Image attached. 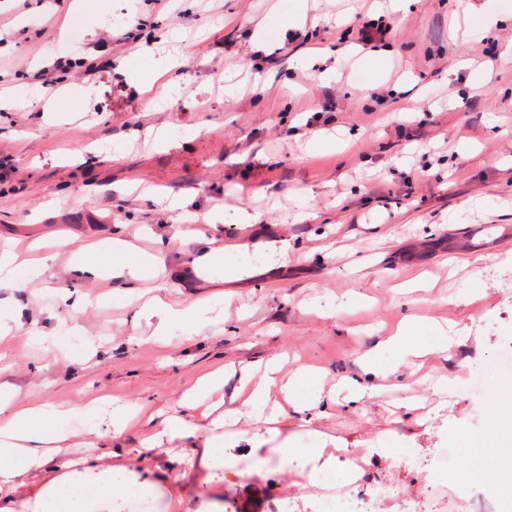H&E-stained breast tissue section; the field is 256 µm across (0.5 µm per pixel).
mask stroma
<instances>
[{"label":"stroma","mask_w":512,"mask_h":512,"mask_svg":"<svg viewBox=\"0 0 512 512\" xmlns=\"http://www.w3.org/2000/svg\"><path fill=\"white\" fill-rule=\"evenodd\" d=\"M306 13L305 22L287 23ZM387 33L359 40L360 16ZM131 29L132 41L110 37ZM512 0H0V252L31 242L127 240L164 253L173 309L192 318L155 334L143 304L149 271L116 280L111 295L73 270L70 249L50 266L19 270L0 288V388L26 405L65 403L53 424L63 458L129 450L134 484L152 487L156 512H311L313 448H367L375 480L423 501L427 470L401 465L450 449L463 469L475 449L512 448V381L490 361L512 327V238L468 250L473 224L512 225ZM178 43L183 78L151 108L140 92L152 60ZM98 48L104 68L35 72L48 60ZM224 218L210 223L215 211ZM288 240V264L270 241ZM231 243L224 278L196 259ZM250 277L240 279V268ZM430 292L401 293L418 273ZM414 341L439 345L428 323L468 325L481 351L450 349L422 367L397 365L395 388L372 400L286 411L277 434L240 425L195 437H158L137 418L168 416L216 366L285 355L315 367L296 388L331 390L405 318ZM488 384L467 389L473 372ZM133 417L113 435L110 408ZM448 398L445 418L430 409ZM181 410V409H178ZM202 406L181 410L193 422ZM220 463H202L204 448ZM292 449L290 458L277 456Z\"/></svg>","instance_id":"obj_1"}]
</instances>
